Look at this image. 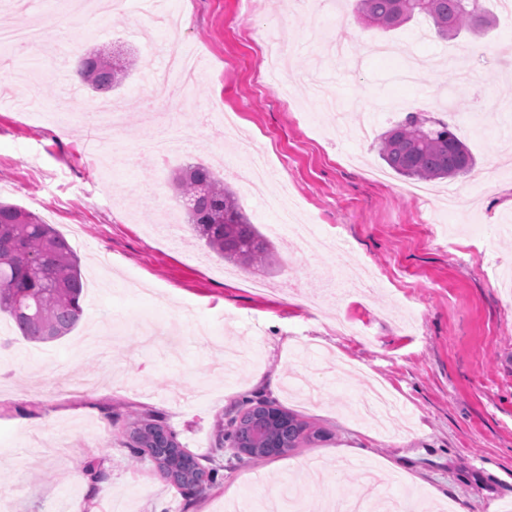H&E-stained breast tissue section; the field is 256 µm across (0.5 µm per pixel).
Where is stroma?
Returning a JSON list of instances; mask_svg holds the SVG:
<instances>
[{
  "mask_svg": "<svg viewBox=\"0 0 512 512\" xmlns=\"http://www.w3.org/2000/svg\"><path fill=\"white\" fill-rule=\"evenodd\" d=\"M181 46L200 58L193 107L198 128L185 155L160 163L148 147L147 81L162 62L167 19H143L140 0H38L0 13V27L56 17L48 41L59 63L44 98L67 92L81 113L99 96L59 81L70 44L134 48L136 66L111 91L125 119L130 160L104 173L75 123L60 133L13 108L23 92L9 73L21 59L0 46V200L20 205L74 249L86 283L78 326L60 341L26 340L0 312V500L11 512H55L69 498L81 512H224V495L246 512L291 483L304 512L326 499L366 501L369 512L408 501L446 512H512V20L501 0H481L480 34L436 35L424 18L392 31L350 15L357 73L334 62L317 30L337 0H167ZM294 46L284 70L265 56L270 35ZM238 113L275 171L269 192L289 188L320 230L336 235L351 263L379 276L371 292L324 297L309 308L285 294L289 274L318 289L317 254L289 268L276 255L247 274L260 295L224 272V261L182 229L175 245L147 233L157 213L135 185H159L175 202L174 172L206 162L219 143L220 115ZM420 112L447 122L468 146L471 173L429 183L428 200L407 177L371 180L382 167L379 136ZM465 211L443 209L449 189ZM134 273L144 290L128 293ZM344 317L360 330L336 332ZM388 379L394 420L387 432L356 414L370 375ZM280 384L270 386V376ZM260 402L292 412L315 439L287 453L237 459L218 447L221 419ZM34 419L33 431L20 426ZM152 418L190 453L220 469L197 494L165 479L150 457L133 459L132 422Z\"/></svg>",
  "mask_w": 512,
  "mask_h": 512,
  "instance_id": "obj_1",
  "label": "stroma"
}]
</instances>
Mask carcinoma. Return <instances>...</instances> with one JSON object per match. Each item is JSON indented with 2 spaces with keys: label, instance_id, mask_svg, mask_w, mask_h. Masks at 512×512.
Listing matches in <instances>:
<instances>
[{
  "label": "carcinoma",
  "instance_id": "cac0c4a2",
  "mask_svg": "<svg viewBox=\"0 0 512 512\" xmlns=\"http://www.w3.org/2000/svg\"><path fill=\"white\" fill-rule=\"evenodd\" d=\"M368 25L392 30L416 16L432 21L436 33L454 37L479 31L483 16L479 0H356ZM110 46L85 56L80 78L92 90L107 93L119 84L110 68ZM380 158L396 173L420 180L454 178L468 173L473 156L449 125L412 113L387 131L378 146ZM192 235L224 260L243 267L273 257L272 243L244 213L237 194L211 168L188 165L176 176ZM83 281L72 246L42 218L24 207L0 202V312L7 313L29 341L48 343L69 334L81 316ZM275 412L280 420L266 433L259 458L280 455L310 442L308 425L288 411L261 403L230 423V447L250 442L256 419ZM133 456L147 455L172 484L195 488L213 482L219 470L201 466L165 426L148 420L129 432Z\"/></svg>",
  "mask_w": 512,
  "mask_h": 512
}]
</instances>
